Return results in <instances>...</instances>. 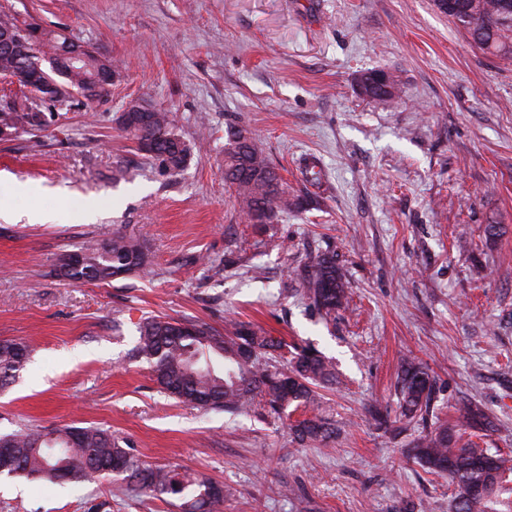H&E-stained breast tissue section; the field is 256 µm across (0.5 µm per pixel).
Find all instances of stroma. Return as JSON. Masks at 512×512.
Instances as JSON below:
<instances>
[{"label": "stroma", "mask_w": 512, "mask_h": 512, "mask_svg": "<svg viewBox=\"0 0 512 512\" xmlns=\"http://www.w3.org/2000/svg\"><path fill=\"white\" fill-rule=\"evenodd\" d=\"M111 57L99 101L53 109L0 142V340L30 345L0 388V433L104 427L153 466L220 483L214 512H449L454 488L408 455L421 425L396 416L402 359L436 380L441 420L480 404L494 431L467 439L512 460V59L472 46L435 0H0ZM395 75L390 100L357 77ZM142 100L186 140L165 174L119 124ZM248 127L291 193L320 159V206L245 223L224 188L225 131ZM125 176L114 180L115 168ZM499 227L497 235L487 225ZM122 231L150 277L57 276L60 255ZM334 256L347 308L325 316L298 271ZM263 327L336 370L321 412L336 437L303 448L269 407L204 411L160 392L134 354L150 316ZM0 512H180L177 499L97 478L0 477ZM369 75L374 77L381 84H388L390 82V74L387 71L379 70V71H372V72L363 73L358 78V81H357V87H358V90L361 93L363 91V87L367 83L366 78ZM378 90H380V89H377V90H375L373 92V98L390 99V98L394 97L396 95L397 91H398V82L395 79V77L391 74V82H390V85H389V89L383 90L380 93H378Z\"/></svg>", "instance_id": "stroma-1"}]
</instances>
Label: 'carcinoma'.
<instances>
[{"instance_id": "1", "label": "carcinoma", "mask_w": 512, "mask_h": 512, "mask_svg": "<svg viewBox=\"0 0 512 512\" xmlns=\"http://www.w3.org/2000/svg\"><path fill=\"white\" fill-rule=\"evenodd\" d=\"M448 17L466 32L472 43L492 55L512 58V0H484L480 16L466 20L451 11ZM68 39L53 30L44 31L37 52L60 56ZM100 65L89 57L72 64L65 79L67 88L86 101L105 92H92ZM14 53L0 48V78L14 76ZM19 90L10 105L0 106V128L17 132L42 129V111L33 106L29 93L42 84L18 81ZM152 128L162 137L149 158L167 173L181 172L191 159L193 145L177 133L170 113H151ZM224 183L236 194L241 212L250 224H269L278 213L297 206L270 164L257 138L242 126L227 130L224 142ZM83 266H71L72 254L61 255L57 275L71 281L109 283L133 273H150L144 244L116 231L112 237L85 245L79 251ZM307 298L329 314L342 306L344 282L334 257L323 255L300 273ZM286 344L251 325L234 322L218 331L197 320L151 317L138 330L134 351L152 367L161 390L179 403L204 410L244 412L260 399L274 411L290 406L310 407L317 401L315 387L335 379L330 361L317 349L296 347L287 367L270 363ZM30 355L29 346L0 341V384L16 377ZM400 416L406 422L429 417L434 379L422 366L403 362L396 384ZM462 426L491 422L481 409H457ZM294 442L328 441L336 427L314 415L289 424ZM8 444L11 462L0 467V476L25 477L47 482L82 483L92 473L105 469L108 476H121L130 490L171 495L181 501L183 512H210L224 499V486L200 479L176 468L145 465L123 448L112 432L97 426L26 428L0 436ZM411 458L433 472H446L455 486L452 512H512V465L487 449L464 443L458 432L438 423L410 450Z\"/></svg>"}]
</instances>
